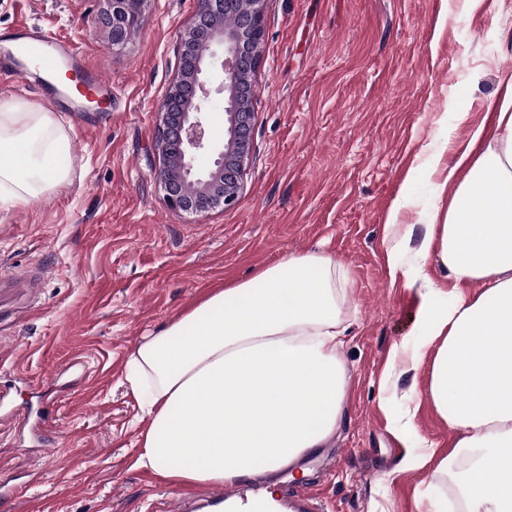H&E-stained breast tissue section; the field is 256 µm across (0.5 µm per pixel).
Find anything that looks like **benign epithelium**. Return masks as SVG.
<instances>
[{
  "instance_id": "obj_1",
  "label": "benign epithelium",
  "mask_w": 512,
  "mask_h": 512,
  "mask_svg": "<svg viewBox=\"0 0 512 512\" xmlns=\"http://www.w3.org/2000/svg\"><path fill=\"white\" fill-rule=\"evenodd\" d=\"M145 0H106L112 42L136 25ZM265 0H199L180 35V67L163 96L155 174L169 207L197 214L236 204L252 143L251 107L262 59ZM216 85L223 95L224 141L211 139L209 111Z\"/></svg>"
}]
</instances>
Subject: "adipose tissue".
<instances>
[{
    "label": "adipose tissue",
    "mask_w": 512,
    "mask_h": 512,
    "mask_svg": "<svg viewBox=\"0 0 512 512\" xmlns=\"http://www.w3.org/2000/svg\"><path fill=\"white\" fill-rule=\"evenodd\" d=\"M495 127L470 130L440 175L453 192L423 242L455 285L477 284L445 311L424 308L426 396L460 431L439 464L469 462L462 512H512V75L498 78ZM70 140L54 113L0 99V207L64 185ZM343 264L292 253L212 289L129 356L126 379L149 419L135 464L174 485L235 484L278 472L336 429L349 375L339 350Z\"/></svg>",
    "instance_id": "ef3b65f1"
}]
</instances>
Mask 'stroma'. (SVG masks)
Returning <instances> with one entry per match:
<instances>
[{
    "mask_svg": "<svg viewBox=\"0 0 512 512\" xmlns=\"http://www.w3.org/2000/svg\"><path fill=\"white\" fill-rule=\"evenodd\" d=\"M198 0H145L113 43L103 0H0V30L42 28L77 44L112 83V109L58 113L68 184L0 208V512H159L173 490L134 468L144 425L124 378L142 336L215 285L293 252L348 272L340 357L350 386L325 447L327 471L297 460L280 489L311 486L326 512L456 507L454 475L426 485L410 451L459 439L424 393L427 370L394 361L422 342L423 305L450 307L448 272L421 244L452 188L427 167L491 123L512 70V15L498 0H265L251 158L237 204L172 210L150 167L158 104ZM399 209L410 238L393 246ZM420 396L407 416L410 396Z\"/></svg>",
    "mask_w": 512,
    "mask_h": 512,
    "instance_id": "1",
    "label": "stroma"
}]
</instances>
